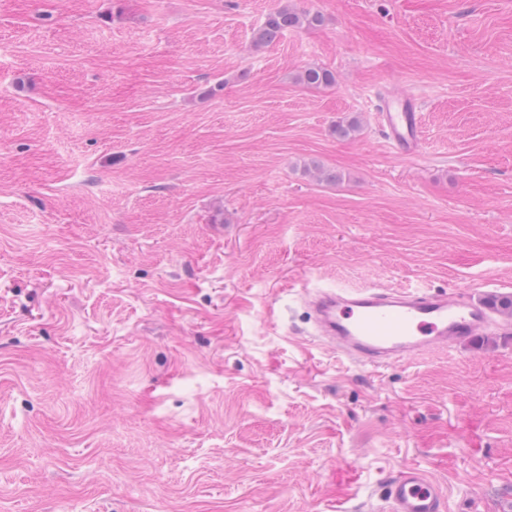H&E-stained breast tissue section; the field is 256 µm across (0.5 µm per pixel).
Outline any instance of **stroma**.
<instances>
[{"instance_id": "1", "label": "stroma", "mask_w": 512, "mask_h": 512, "mask_svg": "<svg viewBox=\"0 0 512 512\" xmlns=\"http://www.w3.org/2000/svg\"><path fill=\"white\" fill-rule=\"evenodd\" d=\"M280 3L0 0V512H357L412 463L512 512V329L371 371L301 299L512 295V0H293L254 48ZM271 12L263 25L253 34L252 43L255 47H263L276 41L286 31L299 28H313L322 25L323 17L318 12L299 10L289 3ZM297 82L311 88H327L336 83V76L328 68L311 65L305 67L296 75ZM381 119L385 134L393 149L414 154L419 145V116L412 100L398 98L382 105Z\"/></svg>"}]
</instances>
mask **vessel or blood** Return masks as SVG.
<instances>
[{"label":"vessel or blood","instance_id":"b4317fda","mask_svg":"<svg viewBox=\"0 0 512 512\" xmlns=\"http://www.w3.org/2000/svg\"><path fill=\"white\" fill-rule=\"evenodd\" d=\"M385 134L397 152L419 145V116L412 100L384 104ZM313 335L326 350L362 365L380 367L477 336L488 324V309L459 292L373 287L304 289ZM382 512H449V495L420 465L392 477Z\"/></svg>","mask_w":512,"mask_h":512}]
</instances>
